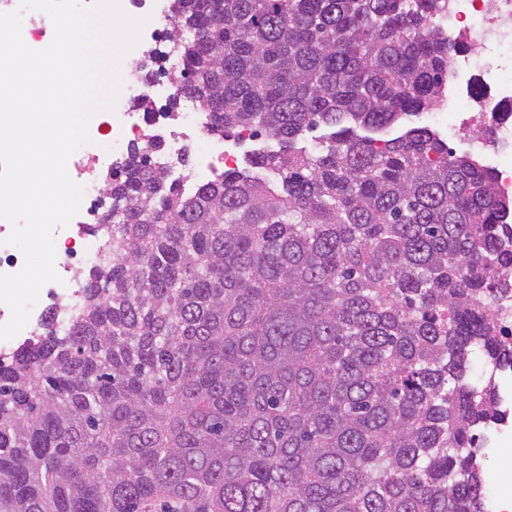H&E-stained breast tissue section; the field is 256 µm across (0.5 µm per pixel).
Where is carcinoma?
Masks as SVG:
<instances>
[{"label":"carcinoma","instance_id":"1","mask_svg":"<svg viewBox=\"0 0 512 512\" xmlns=\"http://www.w3.org/2000/svg\"><path fill=\"white\" fill-rule=\"evenodd\" d=\"M442 8L175 0L180 96L277 149L187 193L133 147L112 265L0 359V512H487L512 200L413 121Z\"/></svg>","mask_w":512,"mask_h":512}]
</instances>
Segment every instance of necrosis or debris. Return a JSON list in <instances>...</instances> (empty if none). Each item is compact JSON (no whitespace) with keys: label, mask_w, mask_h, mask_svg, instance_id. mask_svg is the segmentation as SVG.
I'll list each match as a JSON object with an SVG mask.
<instances>
[{"label":"necrosis or debris","mask_w":512,"mask_h":512,"mask_svg":"<svg viewBox=\"0 0 512 512\" xmlns=\"http://www.w3.org/2000/svg\"><path fill=\"white\" fill-rule=\"evenodd\" d=\"M120 2L124 11L146 18L147 24L140 43L123 60V89L115 110L93 118L91 144L69 160L72 179L83 186L84 197L69 225L55 232V268L61 280L49 283L48 290L71 310L85 304V270L100 266L108 256L107 227L100 222L101 201L109 178L127 160L132 144L156 143L153 164L171 172L182 168L187 147L197 145L193 175L180 184L188 191L224 171L238 169L240 151L252 140L247 132L235 140L213 134L210 112L195 99L185 100L178 112L139 111L141 101L168 99L178 92L174 80L180 70L178 57L167 55L165 75L158 81L144 79L137 67L146 48L162 41L171 0ZM439 26L449 41L472 44L476 50L453 58L443 108L423 113L421 119L429 125H445L451 137L489 127V138L474 148L484 165L495 172L497 193L512 198V153L503 149L512 143V114L504 111L512 103V0H448Z\"/></svg>","instance_id":"4bbe7bcc"}]
</instances>
